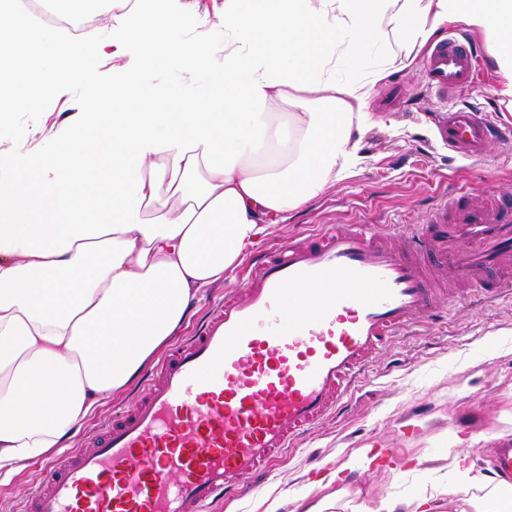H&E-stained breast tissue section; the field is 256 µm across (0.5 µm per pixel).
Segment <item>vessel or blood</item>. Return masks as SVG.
<instances>
[{
    "label": "vessel or blood",
    "instance_id": "1",
    "mask_svg": "<svg viewBox=\"0 0 512 512\" xmlns=\"http://www.w3.org/2000/svg\"><path fill=\"white\" fill-rule=\"evenodd\" d=\"M462 33L431 44L422 78L440 97L472 83ZM464 158L512 144L473 107L444 111ZM449 211L377 243V226L327 227L253 263L245 299L225 296L201 332L145 379L140 405L83 448L45 464L21 512H205L267 468L349 391L357 370L408 325L438 315V277L488 296L512 287V206L450 192Z\"/></svg>",
    "mask_w": 512,
    "mask_h": 512
}]
</instances>
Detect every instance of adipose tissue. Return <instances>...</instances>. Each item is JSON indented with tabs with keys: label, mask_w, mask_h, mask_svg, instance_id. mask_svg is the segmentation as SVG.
I'll return each instance as SVG.
<instances>
[{
	"label": "adipose tissue",
	"mask_w": 512,
	"mask_h": 512,
	"mask_svg": "<svg viewBox=\"0 0 512 512\" xmlns=\"http://www.w3.org/2000/svg\"><path fill=\"white\" fill-rule=\"evenodd\" d=\"M71 0L112 29L97 51L142 68L47 130L52 155L0 150V468L60 446L94 403L130 384L201 288L362 162L369 100L451 22L481 37L512 105V0ZM206 28L175 43L170 31ZM15 0H0V127L37 109L51 77ZM381 56L369 67L373 56ZM212 73L171 98L147 69ZM448 512L507 494L455 458Z\"/></svg>",
	"instance_id": "obj_1"
}]
</instances>
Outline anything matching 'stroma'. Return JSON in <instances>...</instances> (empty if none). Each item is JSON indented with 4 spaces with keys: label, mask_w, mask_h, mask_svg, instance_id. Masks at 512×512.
I'll list each match as a JSON object with an SVG mask.
<instances>
[{
    "label": "stroma",
    "mask_w": 512,
    "mask_h": 512,
    "mask_svg": "<svg viewBox=\"0 0 512 512\" xmlns=\"http://www.w3.org/2000/svg\"><path fill=\"white\" fill-rule=\"evenodd\" d=\"M104 27L72 39L76 63L93 77L92 84L53 79L40 110L50 121L90 101L96 90L111 87L123 70L136 69L138 47H131L122 69L102 63L97 42ZM420 67L391 71L372 97L368 110L376 125L361 142L363 161L350 176L285 220L271 225L259 244L270 249L333 224H428L449 186L469 196L492 195L512 202V151L491 145L482 161L462 160L438 136L432 120L442 104L477 105L500 123L512 126V108L495 94L497 75L483 57L476 82L439 101L423 87ZM210 71L190 72L174 63H158L151 74L154 88L172 94L198 90ZM35 117L19 112L0 130V146L26 150L36 146L52 153L56 142L34 132ZM250 260L228 270L223 281L202 289L187 321L170 345L193 336L224 294L244 297ZM451 297L438 320H424L404 330L375 353L358 374L348 404L295 439L280 452L269 471L250 484L248 493L216 504L212 512H305L328 495L331 473L363 495H388L406 503L416 493L440 485L451 488L456 454L468 457L473 472L495 477V450L512 446V289L497 299H482L445 277ZM140 399V382L96 403L90 415L66 441V450L83 447L88 436L116 413L132 412ZM463 443L451 446L452 436ZM43 460L28 462L0 479V512H17L22 501L43 481Z\"/></svg>",
    "instance_id": "1"
}]
</instances>
